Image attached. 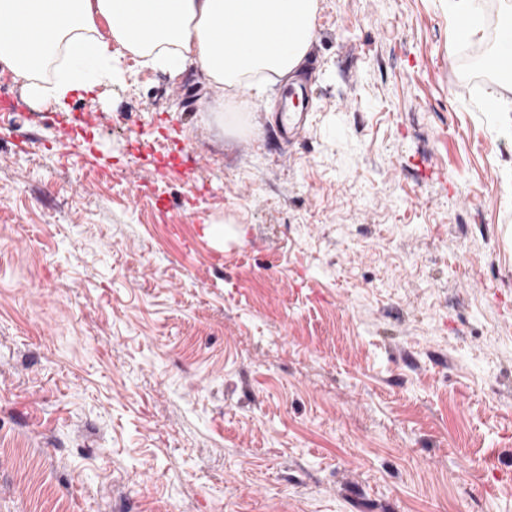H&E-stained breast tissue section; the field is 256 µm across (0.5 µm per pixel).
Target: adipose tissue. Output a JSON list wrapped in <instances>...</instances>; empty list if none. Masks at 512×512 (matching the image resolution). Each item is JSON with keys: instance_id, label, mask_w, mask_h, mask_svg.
Segmentation results:
<instances>
[{"instance_id": "obj_1", "label": "adipose tissue", "mask_w": 512, "mask_h": 512, "mask_svg": "<svg viewBox=\"0 0 512 512\" xmlns=\"http://www.w3.org/2000/svg\"><path fill=\"white\" fill-rule=\"evenodd\" d=\"M452 42L481 41L479 0H447ZM317 0H0V64L28 92L66 107L81 89L117 81L122 50L156 71L187 65L230 89L261 90L305 61ZM105 21L109 37L95 30ZM52 80H40L49 64Z\"/></svg>"}]
</instances>
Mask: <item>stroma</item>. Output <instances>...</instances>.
I'll use <instances>...</instances> for the list:
<instances>
[{"instance_id":"1","label":"stroma","mask_w":512,"mask_h":512,"mask_svg":"<svg viewBox=\"0 0 512 512\" xmlns=\"http://www.w3.org/2000/svg\"><path fill=\"white\" fill-rule=\"evenodd\" d=\"M448 40L318 0L284 141L195 66L0 115V512H512V84Z\"/></svg>"}]
</instances>
